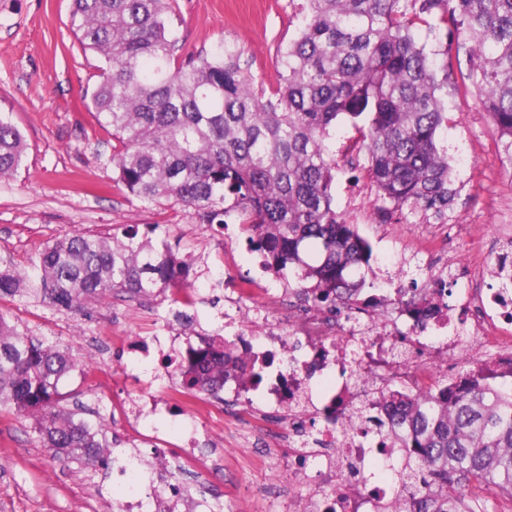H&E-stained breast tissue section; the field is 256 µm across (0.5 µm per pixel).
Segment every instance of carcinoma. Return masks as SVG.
<instances>
[{
    "label": "carcinoma",
    "instance_id": "1",
    "mask_svg": "<svg viewBox=\"0 0 512 512\" xmlns=\"http://www.w3.org/2000/svg\"><path fill=\"white\" fill-rule=\"evenodd\" d=\"M297 27L277 48L278 86L266 96L242 53L221 43L178 60L172 0H73L70 27L102 62L91 95L99 125L112 129V180L143 205L192 211L201 224L239 225L250 253L288 287L322 308L352 309L375 287L376 258L333 205L339 170L330 142L352 120L348 151L363 157L377 207L442 217L457 191L447 152L448 88L472 95L512 155V0H290ZM434 35L427 48L421 34ZM466 56L465 82L455 80ZM27 143L0 113V179L14 175ZM156 224L122 232L75 230L28 266L0 261V298H32L92 319L97 303L121 294L159 303L215 305L194 294L199 271ZM180 386L217 396L235 371L236 342L201 338ZM80 367L70 353L0 315V407L33 418L45 448L107 469L104 421L67 406L62 379ZM384 419L370 429L403 450L390 468L409 495L407 512H499L512 498V388L479 377L438 395L386 386L375 397Z\"/></svg>",
    "mask_w": 512,
    "mask_h": 512
}]
</instances>
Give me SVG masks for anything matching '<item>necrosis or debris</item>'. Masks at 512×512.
<instances>
[{"label":"necrosis or debris","mask_w":512,"mask_h":512,"mask_svg":"<svg viewBox=\"0 0 512 512\" xmlns=\"http://www.w3.org/2000/svg\"><path fill=\"white\" fill-rule=\"evenodd\" d=\"M470 253L456 297L437 288H397L388 279L374 303L352 309L347 322L281 291V301L301 312L287 332L255 305L250 283L228 279L224 302L232 310L240 367L224 380L226 403L205 411L219 423L236 416L237 405L257 403L287 417V428L265 430L240 459L255 465L287 439L285 482L265 484L261 496L292 490L289 512H403V497L390 483L364 489L346 481L347 473H367L385 454L352 413L382 379L396 378L416 394L437 385L458 361L479 356L486 359V378L512 385V292L480 286L493 267L512 268V242L475 238ZM403 330L412 332V341L384 354ZM151 463L161 490L122 501L120 512H216L207 497L170 480L167 449H155Z\"/></svg>","instance_id":"obj_1"}]
</instances>
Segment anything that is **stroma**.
Masks as SVG:
<instances>
[{"instance_id": "35a3bbf8", "label": "stroma", "mask_w": 512, "mask_h": 512, "mask_svg": "<svg viewBox=\"0 0 512 512\" xmlns=\"http://www.w3.org/2000/svg\"><path fill=\"white\" fill-rule=\"evenodd\" d=\"M71 8V0H0V113H9L29 144L19 172L0 181V255L26 265L48 243L76 229L108 234L125 224H156L179 238L180 256H206L210 271L196 282L201 296L212 297L213 275L226 272L253 281L255 301L270 303L279 281L262 273L254 260H241L238 240L204 228L181 207H146L114 186L112 134L98 125L90 103L101 61L83 53L70 28ZM175 13L182 54L209 52L229 42L241 51L257 82L269 90L276 87V50L294 29L289 0H176ZM448 116L440 144L459 192L442 224L453 234L451 256L462 266L470 261V238L489 237L498 225H512V158L474 98L449 95ZM335 206L375 256L404 257L403 285L428 287L432 270L411 259L428 245V217L407 209L378 211L367 173L353 174L345 167L336 175ZM0 314L68 349L80 362L91 344L106 345L107 383L97 384L76 370L61 389L87 406V420L105 419L115 456L128 451L131 438L145 457L152 448L178 445L191 436L207 440L211 423L162 407L130 419L119 408L126 399H161L178 386L155 361L135 360L121 346L122 337L148 340L164 325L182 334L169 305L113 299L98 305L88 321L5 297ZM32 426L31 418L0 408V512H113L120 489L111 471L55 456L41 446ZM239 448V442L224 443L218 461L182 465L174 479L191 494L205 490L226 497L233 512H265L267 503L255 489L278 478L280 465L272 460L238 468Z\"/></svg>"}]
</instances>
